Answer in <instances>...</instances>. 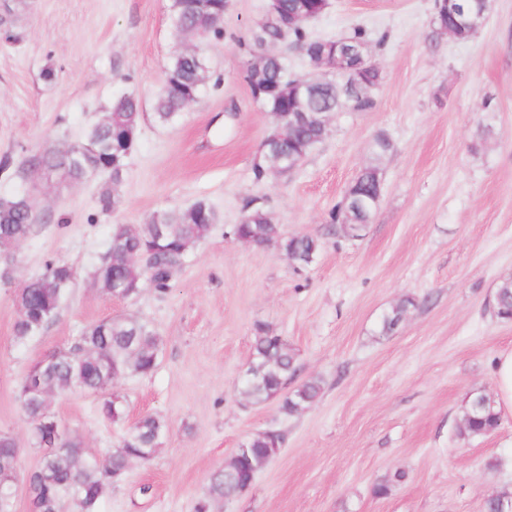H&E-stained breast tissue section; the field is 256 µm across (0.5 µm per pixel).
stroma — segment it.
<instances>
[{"label": "stroma", "instance_id": "35a3bbf8", "mask_svg": "<svg viewBox=\"0 0 512 512\" xmlns=\"http://www.w3.org/2000/svg\"><path fill=\"white\" fill-rule=\"evenodd\" d=\"M170 0H13L19 41L0 45V196L26 189L40 220L0 280V432L28 445L18 385L31 361L67 347L86 326L138 316L162 339L153 375L113 386L124 420L100 416V396L78 390L50 411L94 452L117 448L147 414L168 432L148 463L109 486L100 512H195L209 475L252 435L285 442L249 491L217 512H484L494 491H512V415L492 434H458L471 392L495 395L494 362L512 350V321L492 308L512 277V0H492L475 37H432L434 0H330L307 26L334 38L363 27L382 72L376 105L339 112L328 137L291 173L255 181L253 166L272 130L244 80L249 39L266 0H232L224 35L205 53L212 77L179 120L154 122L153 97L185 36ZM53 68L57 77L45 80ZM138 97L144 117L124 161L121 203L102 213L96 176L77 184L31 171L29 157L79 142L112 102ZM489 136H478L479 126ZM394 150L382 162L372 224L344 237L330 211L356 179L378 134ZM208 202L219 216L166 296L144 287L133 299L103 295L89 273L116 225L144 223L164 209ZM267 210L285 235L322 248L294 268L277 245L232 239L245 204ZM76 272L58 319L26 345L11 339L15 296L47 261ZM415 298L398 328L382 315ZM283 336L297 380L321 378L320 399L298 416L279 400L250 403L238 392L257 325ZM391 490L375 496L373 487ZM150 485V496L139 493Z\"/></svg>", "mask_w": 512, "mask_h": 512}]
</instances>
